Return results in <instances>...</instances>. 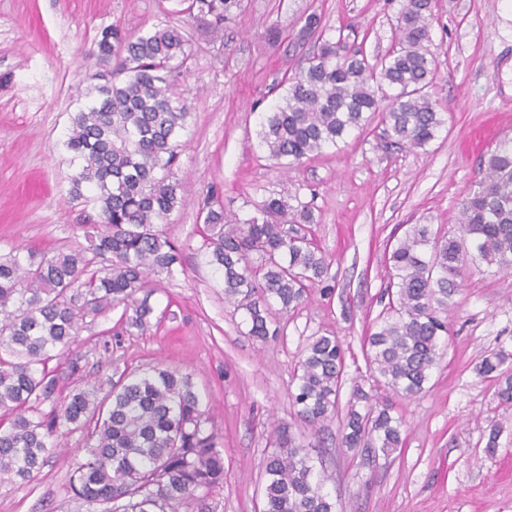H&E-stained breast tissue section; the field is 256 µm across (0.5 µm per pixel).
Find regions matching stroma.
I'll return each instance as SVG.
<instances>
[{
  "instance_id": "1",
  "label": "stroma",
  "mask_w": 512,
  "mask_h": 512,
  "mask_svg": "<svg viewBox=\"0 0 512 512\" xmlns=\"http://www.w3.org/2000/svg\"><path fill=\"white\" fill-rule=\"evenodd\" d=\"M175 7L174 0H0V257L85 243L98 221L71 197L76 167L64 142L78 93L99 70L101 29L144 31L168 18L186 24L191 39L178 90L192 115L172 170L190 192L164 226L182 248L183 270L151 276L155 312L145 330L122 331L118 307L84 321L79 344L54 360L58 397L105 382L118 368L190 374L224 444V483L209 498L211 512H259L261 465L281 423L309 447L336 512H512V407L477 372L485 356L512 353V271L469 267L425 391L392 399L405 422L403 447L369 460L340 443L354 389L376 391L364 341L388 304L387 243L405 224L454 231L463 201L485 176L481 158L465 150L471 131L493 115L501 138L512 139V0H437L432 98L445 123L426 149L385 154L371 133L356 132L287 172L265 158L259 116L277 99L273 85L312 50L294 42L301 17L321 13L329 36H347L373 61L391 46L400 0H242L220 35L210 18L188 22ZM272 25L282 33L275 44L266 35ZM211 192L243 218L273 193L314 206L308 236L330 262L332 292L313 286L302 308L277 314L284 325L277 339L249 336L243 311L224 300L223 277L202 247L199 204ZM316 334L336 336L346 363L338 411L317 433L288 397ZM74 358L81 370L72 375ZM59 442V456L30 482L0 485V512H93L69 484L85 433Z\"/></svg>"
}]
</instances>
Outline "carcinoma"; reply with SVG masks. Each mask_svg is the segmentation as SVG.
<instances>
[{
  "mask_svg": "<svg viewBox=\"0 0 512 512\" xmlns=\"http://www.w3.org/2000/svg\"><path fill=\"white\" fill-rule=\"evenodd\" d=\"M182 12L210 16L217 32L235 21L241 0H177ZM436 0H401L386 56L369 62L345 38L325 36L322 16H305L298 39H315L306 65L283 74L284 94L262 113L260 146L284 168L306 162L354 131L378 128L376 148L425 149L444 119L429 92L436 62L428 48ZM97 61L116 60L112 73L81 93L64 142L79 169L73 197L98 211L88 246L52 254L0 257V484L25 482L60 447L61 429L86 431V455L72 467L70 488L106 512H177L187 503L208 512L206 499L224 481L221 437L202 409L190 375L177 369H125L108 390L73 389L60 404L41 405L59 377L49 369L56 352L77 343L89 316L123 306L125 326L148 327L154 308L148 276H174L182 252L158 225L184 205L187 188L171 179L180 133L191 116L177 92L191 44L182 28L163 20L132 35L117 25L102 28ZM486 176L461 206L456 233L409 224L386 255L389 306L366 338L367 360L378 385L411 398L428 382L444 313L471 265L512 270V141L484 160ZM202 247L224 278V300L244 312L248 335L267 341L283 334L271 308H299L310 286L324 281L329 262L290 224L314 223L311 203L292 205L271 195L241 219L208 195L199 207ZM500 353L485 357L479 372L512 402V369ZM344 372L341 343L314 336L293 376L290 397L311 428L336 412ZM392 406L358 391L346 414L343 444L371 456L402 447L400 418ZM264 461L260 512H335L314 479L308 450L286 424L275 428Z\"/></svg>",
  "mask_w": 512,
  "mask_h": 512,
  "instance_id": "1",
  "label": "carcinoma"
}]
</instances>
